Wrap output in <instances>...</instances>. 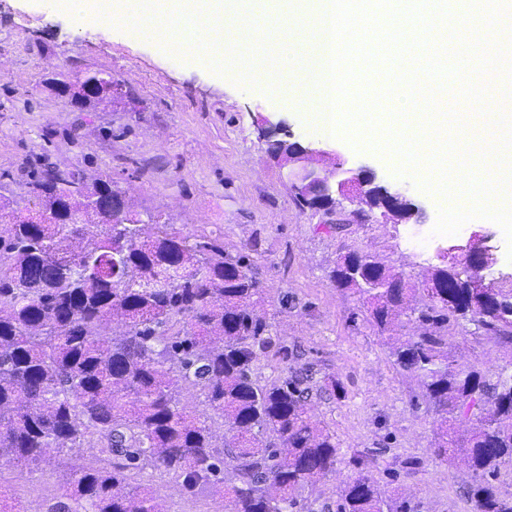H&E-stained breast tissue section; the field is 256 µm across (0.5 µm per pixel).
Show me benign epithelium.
<instances>
[{"label": "benign epithelium", "instance_id": "1", "mask_svg": "<svg viewBox=\"0 0 512 512\" xmlns=\"http://www.w3.org/2000/svg\"><path fill=\"white\" fill-rule=\"evenodd\" d=\"M292 145L294 149L283 159L292 192L307 208L322 213L326 217L324 223H363L373 216L380 224L410 220L417 223L422 219L423 209L407 200L400 190H390L374 169L366 165L346 168L338 152L324 150L311 142L294 141ZM326 161L333 167L329 174L320 167ZM375 197L383 200L379 209L371 205ZM344 200L357 209L346 212L342 206ZM488 242V235L475 231L465 243L452 245L439 253L448 274L465 277L467 287L478 294L498 285L497 280H488L483 275V271L498 262L495 248Z\"/></svg>", "mask_w": 512, "mask_h": 512}]
</instances>
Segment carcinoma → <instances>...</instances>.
<instances>
[{"label":"carcinoma","mask_w":512,"mask_h":512,"mask_svg":"<svg viewBox=\"0 0 512 512\" xmlns=\"http://www.w3.org/2000/svg\"><path fill=\"white\" fill-rule=\"evenodd\" d=\"M90 80L88 104L114 98L98 72L74 85ZM28 194L38 208L0 226V456L27 465L54 451L76 458L94 443L106 462L73 463L46 512H164L153 491L130 483L148 468L176 475L189 495L218 487L227 512H294L306 486L336 473V437L310 414L304 378L255 375L273 324L244 257L157 218L145 223L112 181L89 184L77 168L47 169ZM329 279L359 297L394 365L421 386L437 415L433 459L463 453L472 512H512V491L494 483L512 466V361L493 373L460 363L444 333L466 321L512 346V281L482 300L436 264L415 288L358 252L340 256ZM182 384L199 388L208 412L179 408ZM213 417L225 427L220 446ZM337 512L413 508L360 468Z\"/></svg>","instance_id":"cac0c4a2"}]
</instances>
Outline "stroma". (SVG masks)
<instances>
[{
  "label": "stroma",
  "mask_w": 512,
  "mask_h": 512,
  "mask_svg": "<svg viewBox=\"0 0 512 512\" xmlns=\"http://www.w3.org/2000/svg\"><path fill=\"white\" fill-rule=\"evenodd\" d=\"M255 23L286 53L281 68L308 75L305 51L288 41L285 10L262 11ZM165 40L162 31L136 35L106 17H80L55 0H0V193L25 195L33 172L48 162L77 168L87 181L112 180L136 213L249 255L269 299L273 338L288 351L284 361L260 356L255 373L264 384L290 371L309 376L317 387L310 412L339 445L335 474L303 492L307 512H336L344 481L361 466L379 484L396 483L415 512H472L471 471L432 459L436 416L418 382L396 369L360 303L335 288L328 274L340 254L354 251L380 256L417 283L437 263L439 249L480 229L498 256L485 275L496 279L512 273L502 227L471 220L463 233L434 234L440 198L411 179L392 177L391 157L356 152L340 138L318 139L304 106H285L267 84L239 85L232 74L213 72L211 53L196 43L174 55ZM85 71L111 75L122 100L73 111L54 81ZM265 119L339 151L348 165L375 168L423 207L422 253L403 246L407 225L353 224L337 234L301 209L286 167L270 157L260 135ZM448 340L458 361L483 369L512 356L471 323L450 326ZM66 463L63 456L30 467L0 459V500L12 501L16 512H28L34 500H55ZM134 481L150 486L166 512H223L213 489L185 494L173 475L147 469Z\"/></svg>",
  "instance_id": "obj_1"
}]
</instances>
